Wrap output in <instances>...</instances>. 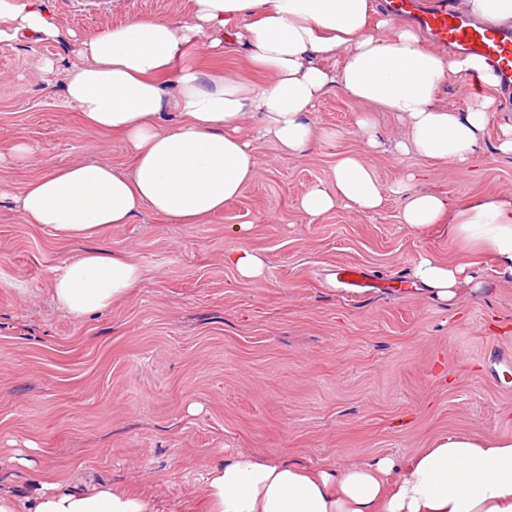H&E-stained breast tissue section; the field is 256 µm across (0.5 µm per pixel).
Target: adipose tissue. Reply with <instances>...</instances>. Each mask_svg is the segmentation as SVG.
<instances>
[{
  "label": "adipose tissue",
  "mask_w": 512,
  "mask_h": 512,
  "mask_svg": "<svg viewBox=\"0 0 512 512\" xmlns=\"http://www.w3.org/2000/svg\"><path fill=\"white\" fill-rule=\"evenodd\" d=\"M60 34L44 0H0L1 46ZM228 51L245 54L264 80L245 83L184 62L193 52ZM77 53L64 96L89 127L125 140L132 166L88 162L41 173L16 198L25 223L84 239L145 209L168 224L204 221L256 177L246 116L283 153L303 154L323 138L309 115L337 86L363 107L355 127L364 151L339 156L330 183L301 195L310 221L339 206L378 213L391 190L405 199L399 220L410 230L447 224L458 249L512 275V193L452 205L409 177L386 189L367 162L382 145L372 115L381 109L401 126L397 153L467 164L501 87L482 58L433 48L378 0H192L186 18L133 17L79 40ZM470 79L482 91L465 108L441 103L448 82ZM170 112L179 117L172 126ZM476 276L472 264L429 258L413 270L442 303L464 300ZM141 280L126 256L92 249L67 262L52 295L81 319L105 312ZM31 482L23 499L0 491V512H155L152 499L106 482L38 469ZM204 512H512V436L442 434L405 456L321 467L240 451L211 465Z\"/></svg>",
  "instance_id": "1"
}]
</instances>
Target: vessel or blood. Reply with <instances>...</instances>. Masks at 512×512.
Here are the masks:
<instances>
[{"label": "vessel or blood", "mask_w": 512, "mask_h": 512, "mask_svg": "<svg viewBox=\"0 0 512 512\" xmlns=\"http://www.w3.org/2000/svg\"><path fill=\"white\" fill-rule=\"evenodd\" d=\"M384 8L395 15L415 18L434 43L483 57L503 76L512 78V32L475 23L456 8L453 0H443L429 10L421 9L418 0H385ZM334 276L340 292L349 295H365L374 288L368 275L356 265L337 266Z\"/></svg>", "instance_id": "obj_1"}]
</instances>
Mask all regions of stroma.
I'll return each instance as SVG.
<instances>
[{
  "label": "stroma",
  "mask_w": 512,
  "mask_h": 512,
  "mask_svg": "<svg viewBox=\"0 0 512 512\" xmlns=\"http://www.w3.org/2000/svg\"><path fill=\"white\" fill-rule=\"evenodd\" d=\"M44 4L65 39L0 47V485L29 493L31 468L11 459L22 448L33 468L151 496L156 512H202L210 464L242 448L332 465L403 456L444 433L512 436V368L488 362L491 351H512L511 280L483 268L469 300L451 306L417 291L355 300L336 288L339 264L408 283L421 259L465 258L443 226L401 224L399 195L373 215L340 207L309 223L300 195L328 181L337 155L362 148V106L341 89L311 113L326 138L307 154L255 137L257 178L205 223L166 224L145 210L84 240L25 223L12 197L38 174L131 166L125 141L86 126L64 97L75 38L191 10V0ZM187 62L262 77L240 53ZM374 117L383 185L413 171L420 190L455 203L512 187V155L497 149L512 93L489 113L482 151L464 168L397 155L394 115ZM19 143L27 157L14 158ZM241 247L264 259L261 277L225 265V252ZM94 248L124 254L143 279L132 297L75 319L54 306L51 286L65 262Z\"/></svg>",
  "instance_id": "1"
}]
</instances>
